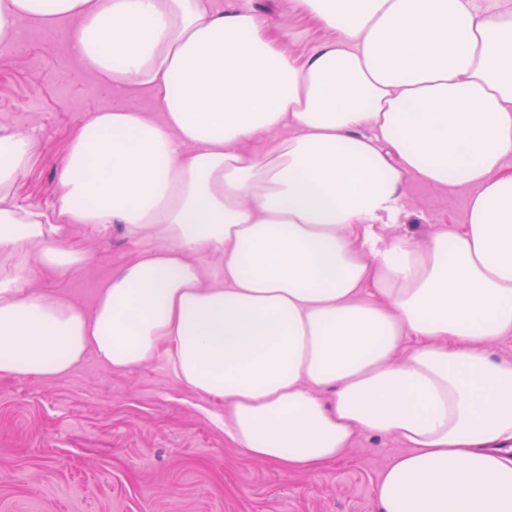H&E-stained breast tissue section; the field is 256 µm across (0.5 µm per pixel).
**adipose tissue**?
<instances>
[{"mask_svg":"<svg viewBox=\"0 0 512 512\" xmlns=\"http://www.w3.org/2000/svg\"><path fill=\"white\" fill-rule=\"evenodd\" d=\"M294 3L338 34L301 60L243 2L0 0L1 44L68 30L85 71L158 111L91 113L45 210L17 199L33 135L0 132V378L160 360L223 401L247 460L313 472L392 436L381 512H512V361L485 349L512 335V10ZM412 175L469 190L464 223L385 239ZM75 224L159 246L86 309L27 286L88 263Z\"/></svg>","mask_w":512,"mask_h":512,"instance_id":"ef3b65f1","label":"adipose tissue"}]
</instances>
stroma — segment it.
<instances>
[{
    "label": "stroma",
    "mask_w": 512,
    "mask_h": 512,
    "mask_svg": "<svg viewBox=\"0 0 512 512\" xmlns=\"http://www.w3.org/2000/svg\"><path fill=\"white\" fill-rule=\"evenodd\" d=\"M280 47L304 57L334 31L297 11L293 0H250ZM25 40L0 50V128L36 135L18 195L52 205L71 133L93 112L125 99L154 111L145 92L129 94L82 71L64 36L29 24ZM467 191L408 179L393 236L429 237L462 223ZM71 243L91 254L83 269L35 275L37 291L91 306L101 283L149 241L121 228L100 236L74 225ZM223 403L183 388L154 361L107 368L95 355L53 379H0V512H380L376 489L403 447L392 437L358 436L345 459L312 473L283 474L244 459L212 414Z\"/></svg>",
    "instance_id": "1"
}]
</instances>
